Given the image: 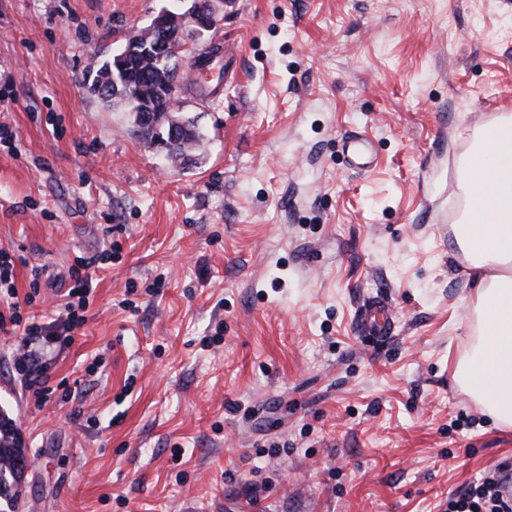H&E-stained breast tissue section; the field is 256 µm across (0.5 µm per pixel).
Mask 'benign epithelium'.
I'll use <instances>...</instances> for the list:
<instances>
[{
  "label": "benign epithelium",
  "instance_id": "1",
  "mask_svg": "<svg viewBox=\"0 0 512 512\" xmlns=\"http://www.w3.org/2000/svg\"><path fill=\"white\" fill-rule=\"evenodd\" d=\"M230 3L232 0H194L192 6L182 14L168 12L150 25L135 31L128 39V50L146 48L152 55L163 58L174 52L180 53L184 47L186 33L197 35L213 29V20L218 17L214 2ZM125 110L137 117L138 123L155 133L165 132L166 136L155 138L164 149L179 137L181 122L173 117L174 109L180 106L176 87L171 82L160 85L149 83H129L123 97Z\"/></svg>",
  "mask_w": 512,
  "mask_h": 512
}]
</instances>
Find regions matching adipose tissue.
<instances>
[{
  "instance_id": "adipose-tissue-1",
  "label": "adipose tissue",
  "mask_w": 512,
  "mask_h": 512,
  "mask_svg": "<svg viewBox=\"0 0 512 512\" xmlns=\"http://www.w3.org/2000/svg\"><path fill=\"white\" fill-rule=\"evenodd\" d=\"M461 174L471 201L454 228L474 289V344L454 377L493 423L512 427V114L501 112L474 130Z\"/></svg>"
}]
</instances>
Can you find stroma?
Listing matches in <instances>:
<instances>
[{"label":"stroma","instance_id":"obj_1","mask_svg":"<svg viewBox=\"0 0 512 512\" xmlns=\"http://www.w3.org/2000/svg\"><path fill=\"white\" fill-rule=\"evenodd\" d=\"M179 6L0 0V248L19 294L42 268L43 321L76 258L93 287L73 341L31 349L69 401L25 391L23 331H0V409L31 461L0 512H446L512 464V430L452 378L469 346L460 161L512 113V9L221 6L185 40L179 93L204 141L172 167L85 81ZM222 42L238 78L210 105L188 63ZM354 130L371 170L342 156ZM379 294L395 330L369 344L357 318Z\"/></svg>","mask_w":512,"mask_h":512}]
</instances>
